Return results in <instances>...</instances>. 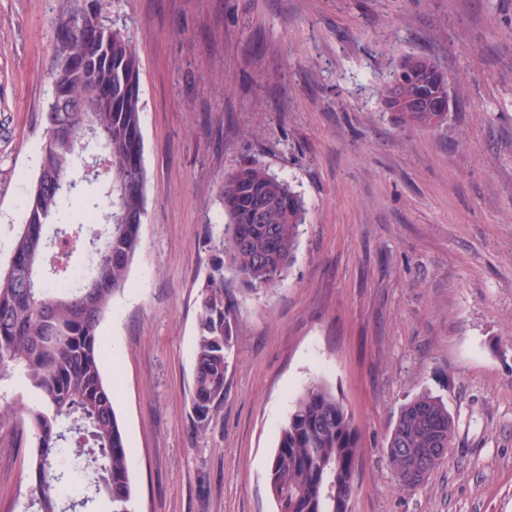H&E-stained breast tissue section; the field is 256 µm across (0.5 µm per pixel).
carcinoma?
<instances>
[{
	"label": "carcinoma",
	"mask_w": 512,
	"mask_h": 512,
	"mask_svg": "<svg viewBox=\"0 0 512 512\" xmlns=\"http://www.w3.org/2000/svg\"><path fill=\"white\" fill-rule=\"evenodd\" d=\"M71 22L65 48H56L48 73L67 90L71 111L49 100L42 113L44 139L39 173L29 194L27 215L43 224H23L8 267L0 271V377L19 369L34 394L25 408L36 431L30 461L29 494L38 512L84 509L103 496L112 512H132L128 448L114 408L117 390L103 378L100 324L112 298L129 286L140 247L147 172L141 129L139 60L127 32L104 24L71 0L56 23ZM100 31V45L85 39ZM88 60L77 75L68 59ZM112 88V105L81 112L82 102ZM448 95V80L427 56H403L384 87V105L400 126L421 130L442 125L436 111ZM109 151L125 171L122 181L85 200L89 222L51 251L45 227L62 223L74 196L63 180L86 159L88 149ZM224 236L222 264L209 275L197 309L193 351L191 418L206 429L224 401L229 369L231 308L224 296V272L250 291L283 280L298 248L307 208L301 194L266 167L247 163L224 179L220 190ZM83 247L88 271H70L71 254ZM456 421L443 397L423 391L404 403L390 427L383 452L398 484L409 488L442 463L430 449L448 447ZM73 449V470L81 473L82 496L68 494L69 478L55 468L64 447ZM362 453L354 415L322 381L296 397L280 426L267 471L277 512H346Z\"/></svg>",
	"instance_id": "cac0c4a2"
}]
</instances>
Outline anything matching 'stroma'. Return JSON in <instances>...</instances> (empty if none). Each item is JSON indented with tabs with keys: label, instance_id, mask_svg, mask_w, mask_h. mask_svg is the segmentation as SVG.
<instances>
[{
	"label": "stroma",
	"instance_id": "obj_1",
	"mask_svg": "<svg viewBox=\"0 0 512 512\" xmlns=\"http://www.w3.org/2000/svg\"><path fill=\"white\" fill-rule=\"evenodd\" d=\"M140 70L148 184L130 286L101 326L133 512H275L267 467L295 397L327 382L362 431L352 512H512V0H88ZM67 0H0V269L26 220ZM449 78L446 122L397 125L399 57ZM254 162L308 209L279 286L228 280L224 401L190 416L219 188ZM456 420L401 490L382 450L415 394ZM32 428L0 421V512H35Z\"/></svg>",
	"mask_w": 512,
	"mask_h": 512
}]
</instances>
